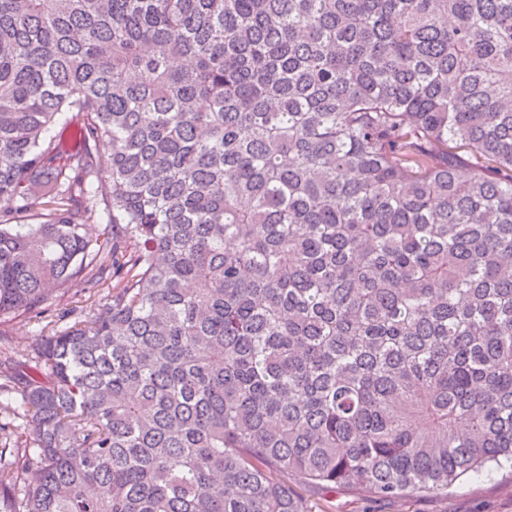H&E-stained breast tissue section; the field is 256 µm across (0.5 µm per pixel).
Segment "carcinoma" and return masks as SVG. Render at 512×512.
<instances>
[{"label": "carcinoma", "instance_id": "cac0c4a2", "mask_svg": "<svg viewBox=\"0 0 512 512\" xmlns=\"http://www.w3.org/2000/svg\"><path fill=\"white\" fill-rule=\"evenodd\" d=\"M99 284L0 359V512L512 465V0H0V320Z\"/></svg>", "mask_w": 512, "mask_h": 512}]
</instances>
